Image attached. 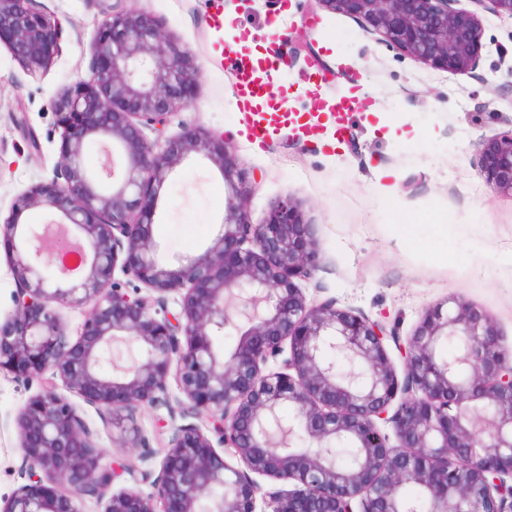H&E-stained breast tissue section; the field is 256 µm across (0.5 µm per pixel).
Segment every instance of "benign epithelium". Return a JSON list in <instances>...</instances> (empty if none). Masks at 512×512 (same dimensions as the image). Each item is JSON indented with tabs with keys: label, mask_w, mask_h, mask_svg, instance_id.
I'll return each mask as SVG.
<instances>
[{
	"label": "benign epithelium",
	"mask_w": 512,
	"mask_h": 512,
	"mask_svg": "<svg viewBox=\"0 0 512 512\" xmlns=\"http://www.w3.org/2000/svg\"><path fill=\"white\" fill-rule=\"evenodd\" d=\"M319 2L435 70L468 73L483 48L478 14L454 0ZM475 2L512 18V0ZM61 38L58 19L30 0H0V43L30 75L52 63ZM198 77L190 52L151 11L112 9L88 76L50 100L60 129L57 182L17 194L0 223L15 282L13 310L0 322V370L40 385L14 418L28 483L0 512H80L85 498L100 501L102 512H512V356L490 316L451 296L403 341L333 298L308 299L300 282L317 271L318 242L299 206L279 201L264 223H251L245 200L257 183L231 144L194 129L165 134L173 111L190 106ZM94 141L112 149L110 189L84 165ZM193 155L224 179V220L205 250L172 264L153 241L147 192L159 194ZM481 155L487 186L512 192V131L483 141ZM33 207L51 219L21 222ZM61 228L85 254L77 273L59 264L47 272ZM121 275L149 294H130ZM171 292L180 294L176 313L164 309ZM57 305L87 308L76 339ZM223 335L237 337L227 356L214 344ZM116 342L136 354L105 375ZM172 377L183 395L173 403ZM59 381L122 430L157 404L172 419L206 413L213 428L177 427L158 475L140 470L155 493H110L119 473L101 467L102 452ZM285 403L294 411L288 434L309 443L304 451L272 437ZM345 447L358 456L348 469L334 457ZM258 476L294 488L263 493ZM408 482L422 490L414 506L403 499Z\"/></svg>",
	"instance_id": "1"
}]
</instances>
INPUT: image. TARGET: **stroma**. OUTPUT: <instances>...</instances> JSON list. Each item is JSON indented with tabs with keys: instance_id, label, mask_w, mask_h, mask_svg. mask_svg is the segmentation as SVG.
Returning <instances> with one entry per match:
<instances>
[{
	"instance_id": "35a3bbf8",
	"label": "stroma",
	"mask_w": 512,
	"mask_h": 512,
	"mask_svg": "<svg viewBox=\"0 0 512 512\" xmlns=\"http://www.w3.org/2000/svg\"><path fill=\"white\" fill-rule=\"evenodd\" d=\"M162 27L187 47L201 74L191 106L175 111L171 135L193 127L229 138L257 189L246 206L253 223L271 204L299 202L320 243L321 262L305 281L308 298L335 299L409 337L424 312L455 296L492 318L512 350V193L490 191L481 173V140L512 130V18L481 12L483 50L471 72L451 75L401 55L360 21L316 0H224L242 36L267 27L270 45L291 56L271 76L289 111L311 105L302 71L322 78L321 101L363 96L375 114L359 113L349 130L328 124L304 136L275 127L265 141L245 135L235 77L213 58L209 0H146ZM63 24L61 52L33 77L0 45V212L15 195L48 183L59 159L60 134L49 105L60 88L87 76L104 19L102 0H32ZM407 138L391 135L395 126ZM224 180L206 159L179 165L157 203L153 240L176 261L201 251L224 216ZM39 389L0 372V502L24 484L13 417ZM95 432L104 464L140 466L108 414L70 394ZM134 420L155 458L173 434L166 409L144 408Z\"/></svg>"
}]
</instances>
